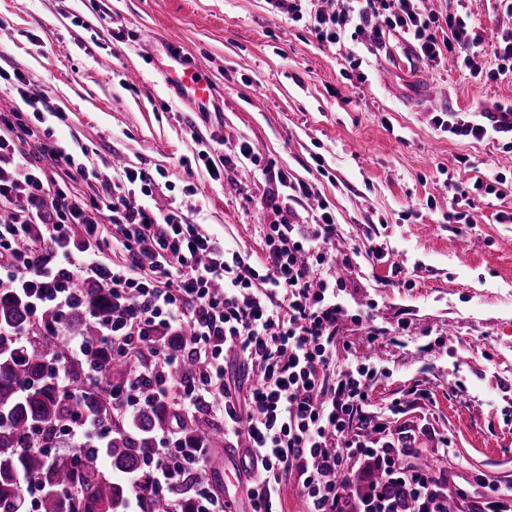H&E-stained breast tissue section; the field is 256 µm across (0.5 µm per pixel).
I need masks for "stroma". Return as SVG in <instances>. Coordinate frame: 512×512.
Here are the masks:
<instances>
[{
    "label": "stroma",
    "instance_id": "stroma-1",
    "mask_svg": "<svg viewBox=\"0 0 512 512\" xmlns=\"http://www.w3.org/2000/svg\"><path fill=\"white\" fill-rule=\"evenodd\" d=\"M0 0V69L21 72L29 90L61 108L46 117L54 140L86 146L95 179L87 197L128 168L156 173L154 203L181 208L226 245L260 251L255 203L268 175L251 173L239 146L254 143L272 171L309 184L293 202L311 223L318 202L336 216L337 253L353 257L345 304H377L373 324L395 338L367 342L346 323L345 364L379 370L371 398L382 411L409 402L403 423L428 425L451 442L452 495L494 498L512 490V193L475 200L472 223L448 221L453 196L478 179L512 182V151L437 130L434 113L467 122L512 104V83L477 82L455 63L428 70L390 36L386 49L353 68L347 49L320 41L308 21L272 13L266 0ZM480 26L483 69L495 66L494 29L512 22L502 0H466ZM180 50L213 84L208 111L168 87L155 58ZM217 140L212 179L198 152ZM382 248L376 259L373 248ZM439 341L436 350L426 345ZM427 397L411 399L412 387ZM242 451L216 440L209 468L232 512H251Z\"/></svg>",
    "mask_w": 512,
    "mask_h": 512
}]
</instances>
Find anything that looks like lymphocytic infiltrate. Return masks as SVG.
<instances>
[{"label":"lymphocytic infiltrate","instance_id":"obj_1","mask_svg":"<svg viewBox=\"0 0 512 512\" xmlns=\"http://www.w3.org/2000/svg\"><path fill=\"white\" fill-rule=\"evenodd\" d=\"M334 10L316 9L313 27L323 42L344 45L369 36L382 47L398 33L431 69L455 60L475 78L512 81V26L496 33L494 69L478 63L483 37L456 0L446 16L421 0H341ZM497 125L458 123L454 114L434 115L437 129L480 141L512 138V104L499 108ZM20 110L0 117V294L22 298L32 321L49 309L67 313L82 294L81 282L108 276L112 311L101 319L107 348L121 350L139 378L149 380L156 404L176 407L182 417L206 413L224 423V440L243 446L254 479L248 487L252 512H282L281 491L294 479L307 512H447L448 477L424 473L406 457L427 446L449 448L447 437L425 426L392 427L405 413L395 400L387 413L372 411L375 366L337 365L345 322L361 323L339 297L346 288L337 265L351 256L335 249L336 217L319 204L313 223L295 222L291 201L311 197V187L273 175L274 189L258 202L274 218L263 225L262 253L226 247L188 222L176 207L149 205L156 180L143 169L125 171L104 185L100 200L70 191L84 176L75 153L49 137L34 152L20 150ZM136 186L142 204L129 202ZM126 252L123 261L100 260L93 238L101 225ZM186 351H179L181 333ZM192 356L190 379L178 376L182 356ZM238 376L229 379V365ZM99 418L77 413L64 423L53 447L64 454L76 445L100 447ZM208 451L195 447L181 427L155 438L138 474L127 512H144L146 497L166 499L171 512H230L211 485L193 483L208 465Z\"/></svg>","mask_w":512,"mask_h":512}]
</instances>
